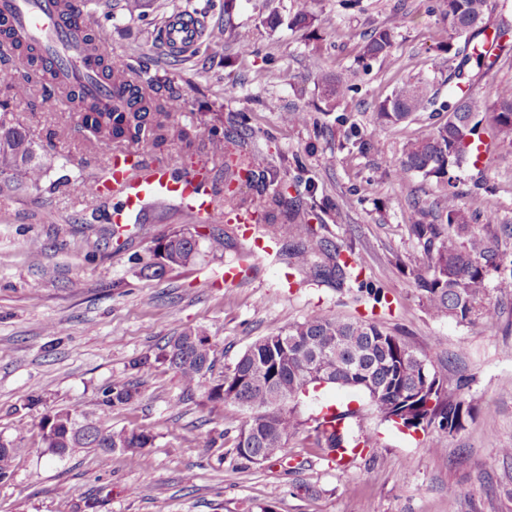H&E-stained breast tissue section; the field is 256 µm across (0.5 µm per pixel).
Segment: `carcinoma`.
I'll list each match as a JSON object with an SVG mask.
<instances>
[{
	"label": "carcinoma",
	"mask_w": 512,
	"mask_h": 512,
	"mask_svg": "<svg viewBox=\"0 0 512 512\" xmlns=\"http://www.w3.org/2000/svg\"><path fill=\"white\" fill-rule=\"evenodd\" d=\"M309 0H302L290 26L307 29L312 25ZM443 15L451 34L440 44L448 54V99L439 103L431 94L430 82L409 78L376 106L375 120L381 126L408 121L416 112L429 108L443 116L425 137L410 140L404 147L401 171L425 178L447 180L444 201L446 223H425L421 208L413 211L412 232L422 240L428 253L429 277L418 278L421 297L429 314L437 320L470 323L476 318L494 321L496 310L481 303L490 270L500 269V258L493 240L484 233L491 213L471 212L451 190L453 172L462 168L483 144L485 128L478 119L483 112H494L493 134L512 141V86L495 90L488 105L473 96L474 85L501 57L512 56V18L492 17L488 0H443ZM397 32L394 26L373 29L364 40L360 58L372 60L391 56ZM130 65L117 58L101 65V76L117 90L130 86ZM139 86L126 99L121 112H101L97 104L64 85L58 86L80 113L82 126L104 145L114 141L138 143L143 139L160 148L178 142L186 153L194 150L199 134H204L216 150L224 147V129L213 125L202 131L187 130L168 121L181 94L167 79L147 70L138 75ZM0 84L11 97L27 98L30 86L11 71L0 69ZM355 86L345 73L331 75L323 92L326 111L333 112ZM53 168V160L40 152L37 144L16 126L9 103H0V196H14L42 188ZM285 191L277 192L265 208L266 221L278 240L310 238L315 231L306 221L280 224L274 211L282 206ZM197 237L212 253L224 252V235L216 227L204 234L179 229L161 237L147 259L135 258L140 274L161 279L168 273L194 263L201 251L190 238ZM327 262L311 258L308 247L296 246L289 253L290 265L308 270L316 278H336V287L345 283L351 255L341 246L322 248ZM178 376L186 391L204 389L209 402L232 404L242 412L237 424L235 450L250 464H261L281 455L288 439L304 426L297 408L303 396L315 388L314 375L327 377L328 384L364 393L381 419L400 423L412 431L429 427L439 437L431 444L442 451L443 439L457 433L472 407L448 393L444 377L435 364L405 339L394 336L368 320L312 314L302 322L276 334L253 341L235 363L216 377L215 345L204 330H186L171 338L157 356ZM138 394L136 383L117 379L102 390L98 408L76 417L60 409L39 421L47 454L63 456L74 448H92L108 456L119 448L141 454L153 447L155 435L148 428L115 431L107 425L112 408L129 403ZM354 412L346 410L328 418L314 419L313 431L319 445L339 462L352 448H365L373 442L366 435H352L339 422ZM22 452L15 441L0 439V479L11 474L13 463Z\"/></svg>",
	"instance_id": "obj_1"
}]
</instances>
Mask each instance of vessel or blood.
Here are the masks:
<instances>
[{
    "mask_svg": "<svg viewBox=\"0 0 512 512\" xmlns=\"http://www.w3.org/2000/svg\"><path fill=\"white\" fill-rule=\"evenodd\" d=\"M0 25L11 28L23 42L40 52L43 63L84 96L96 99L104 111L113 106L112 87L97 73L86 46L87 24L77 8L61 10L57 0H0ZM197 17L174 14L167 18L160 39L173 53L195 49L205 38ZM92 195L113 200L107 223L125 224L142 214L149 202L171 200L191 214L234 224H255L252 210H226L218 200L222 190L211 172L195 167L183 172L146 164L134 150L113 151L91 181Z\"/></svg>",
    "mask_w": 512,
    "mask_h": 512,
    "instance_id": "1",
    "label": "vessel or blood"
}]
</instances>
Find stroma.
I'll list each match as a JSON object with an SVG mask.
<instances>
[{
	"label": "stroma",
	"mask_w": 512,
	"mask_h": 512,
	"mask_svg": "<svg viewBox=\"0 0 512 512\" xmlns=\"http://www.w3.org/2000/svg\"><path fill=\"white\" fill-rule=\"evenodd\" d=\"M89 7L110 34L104 57L164 71L184 95L176 123L216 124L226 135L220 160L204 139L190 154L147 143L137 151L179 169L223 166L239 207L262 208L286 184L289 205L306 212L320 239L351 249L358 272L341 287L312 280L278 250L254 249L267 224L246 237L226 223L223 254L204 250L192 265L147 279L133 256H149L158 239L192 221L176 202L150 206L121 245L103 219L110 202L77 194L70 183L0 197V438L24 449L0 480V512H512V460L502 454L512 448V295L496 288L499 273L512 271V143L493 141L455 186L462 206L493 212L487 233L499 245L501 270L490 273L484 300L497 318L439 321L418 289L428 258L410 224L417 206L427 223H441L449 188L398 172L406 142L429 134L435 115L418 112L386 129L374 120L376 104L410 77L428 78L438 100L447 99L448 56L439 46L450 27L439 0H363L354 11L342 0H312L310 38L289 25L299 0H145L134 14L126 0ZM177 12L223 30V40L185 57L169 54L156 33ZM391 25L392 58L362 67L366 34ZM241 32L251 37L249 49L237 40ZM346 69L355 73V93L324 111L326 81ZM26 70L34 98L13 104L15 124L53 157L55 176L71 182L98 172L107 149L80 127L70 104L44 97L53 76L41 61ZM291 110L305 121L287 122ZM243 251L250 257L241 280L225 283V265ZM373 289L385 304L374 303ZM314 313L375 316L435 363L449 391L474 409L442 440L444 453L430 450L435 429L406 433L381 421L365 394L326 386L302 399L301 418L352 410L348 429L372 435L374 446L339 467L306 426L283 459L250 464L234 451L235 406L184 394L173 370L154 361L172 337L204 329L221 372L257 338ZM140 359L145 367L134 369ZM120 378L135 381L139 396L114 407L108 423L151 429L153 447L107 458L76 448L49 459L33 421L59 408L92 410L101 389Z\"/></svg>",
	"instance_id": "1"
}]
</instances>
